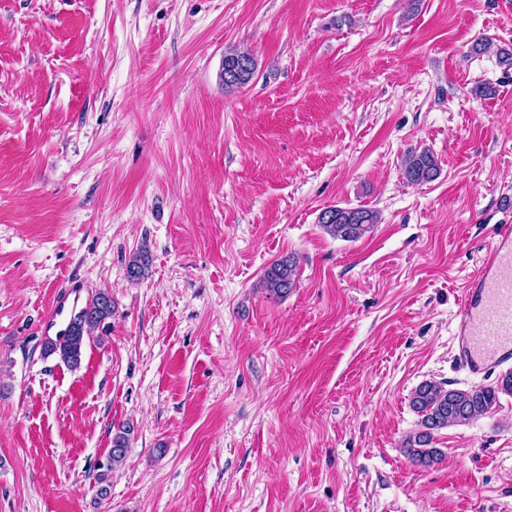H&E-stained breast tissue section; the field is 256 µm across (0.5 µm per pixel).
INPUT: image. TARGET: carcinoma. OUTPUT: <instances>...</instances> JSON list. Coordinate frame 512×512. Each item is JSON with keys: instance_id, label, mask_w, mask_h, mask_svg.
<instances>
[{"instance_id": "cac0c4a2", "label": "carcinoma", "mask_w": 512, "mask_h": 512, "mask_svg": "<svg viewBox=\"0 0 512 512\" xmlns=\"http://www.w3.org/2000/svg\"><path fill=\"white\" fill-rule=\"evenodd\" d=\"M244 61L232 79L224 81V90L230 92L247 84L255 72L254 58L245 52L229 48L224 52V61ZM404 174L411 184H422L434 180L440 171L438 159L424 148L410 150L403 160ZM378 221L376 211L365 207H329L320 217L319 224L332 237L353 242L370 232ZM151 254L147 247L138 249L129 259L127 275L138 281L148 274ZM297 262L293 258L277 260L264 272L263 287L276 296H285L294 287ZM112 298H101L96 290L85 304L71 316L62 336L48 339L44 344L45 354L57 355L68 367L80 366L86 343L105 321L112 318ZM512 393V371L501 375L497 385L471 389H447L436 381L422 382L411 394L410 406L421 416V430L408 436L402 443L407 456L416 464L429 466L442 457V451L434 447L435 434L451 425L469 423L490 413L496 406L499 394ZM133 427L126 425L112 437L106 461L98 466L95 476L97 497L104 500L110 493L112 469L125 459L129 436Z\"/></svg>"}]
</instances>
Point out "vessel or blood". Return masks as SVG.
I'll use <instances>...</instances> for the list:
<instances>
[{
  "label": "vessel or blood",
  "mask_w": 512,
  "mask_h": 512,
  "mask_svg": "<svg viewBox=\"0 0 512 512\" xmlns=\"http://www.w3.org/2000/svg\"><path fill=\"white\" fill-rule=\"evenodd\" d=\"M456 357L471 374L512 363V226H501L467 281L454 335Z\"/></svg>",
  "instance_id": "1"
}]
</instances>
